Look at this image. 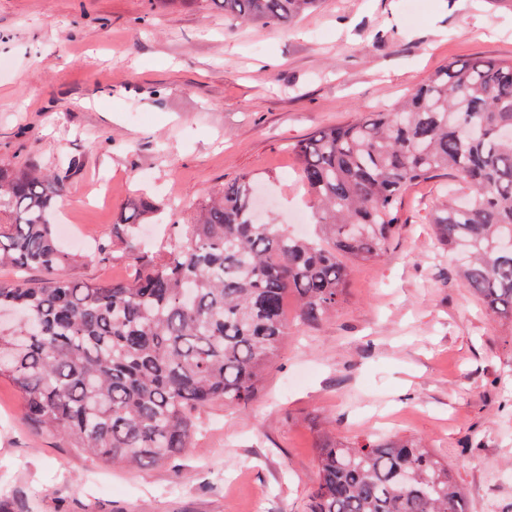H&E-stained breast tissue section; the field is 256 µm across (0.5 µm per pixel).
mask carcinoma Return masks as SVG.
Segmentation results:
<instances>
[{"label": "carcinoma", "instance_id": "obj_1", "mask_svg": "<svg viewBox=\"0 0 512 512\" xmlns=\"http://www.w3.org/2000/svg\"><path fill=\"white\" fill-rule=\"evenodd\" d=\"M321 0H220L241 23L289 22ZM299 175L315 202V229L295 234L256 218V183L242 178L202 205L196 223L159 259L143 264L136 225L156 210L141 200L124 215L134 277L79 282L56 243L53 207L62 180L0 168V264L21 275L0 282V377L22 398V415L67 447L114 466H152L185 453L195 413L253 399L288 336L287 296L297 321L336 312L347 262L383 258L397 203L410 185L451 171L466 193L443 197L432 215L437 240L462 255L464 287L512 323V59L451 62L389 112H366L296 142ZM37 269L42 278L22 272ZM310 512H469L448 463L411 439H365L318 447Z\"/></svg>", "mask_w": 512, "mask_h": 512}]
</instances>
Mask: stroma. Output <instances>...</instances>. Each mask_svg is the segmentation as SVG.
<instances>
[{
	"label": "stroma",
	"mask_w": 512,
	"mask_h": 512,
	"mask_svg": "<svg viewBox=\"0 0 512 512\" xmlns=\"http://www.w3.org/2000/svg\"><path fill=\"white\" fill-rule=\"evenodd\" d=\"M0 166L60 177L67 272L127 278L117 222L134 199L144 259L224 184L257 183L278 223L314 207L290 147L392 107L439 67L512 57L501 0H323L286 25L213 0H0ZM441 173L408 187L386 257L350 266L335 314L289 335L247 407L201 409L193 448L149 468L102 464L30 430L0 378V512H308L321 439L411 437L447 461L470 512H512V325L461 284L431 224ZM107 254H90L92 245Z\"/></svg>",
	"instance_id": "obj_1"
}]
</instances>
